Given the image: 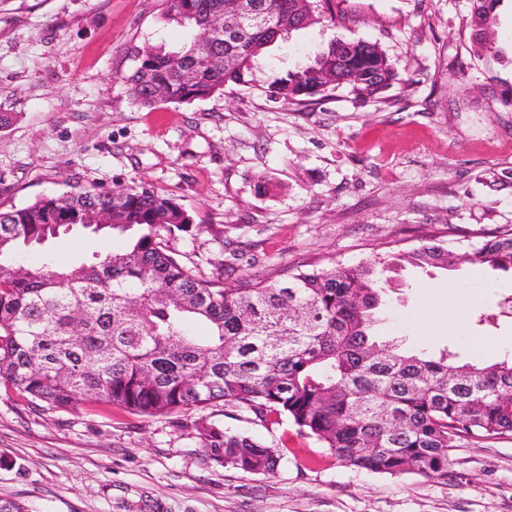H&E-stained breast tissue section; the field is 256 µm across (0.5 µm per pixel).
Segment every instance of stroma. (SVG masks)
Segmentation results:
<instances>
[{"mask_svg": "<svg viewBox=\"0 0 512 512\" xmlns=\"http://www.w3.org/2000/svg\"><path fill=\"white\" fill-rule=\"evenodd\" d=\"M470 0H332L333 20L293 32L223 96L148 110L121 75L131 48L179 47L166 0H0V209L69 184L146 182L204 225L174 246L235 285L310 262L358 263L427 239L470 252L512 229V0L497 55H477ZM376 44L397 79L382 99L349 88L307 106L269 85L332 40ZM277 184L258 191V177ZM76 229L43 249L58 262L102 251ZM476 288L449 335L448 288ZM378 335L471 359L472 336L512 356V275L482 265L392 273ZM198 412L34 409L0 388V500L34 512H512V439L454 449L444 479L389 476L339 462L291 422L224 416L225 427L284 449L276 473L208 463Z\"/></svg>", "mask_w": 512, "mask_h": 512, "instance_id": "1", "label": "stroma"}]
</instances>
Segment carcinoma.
Listing matches in <instances>:
<instances>
[{
    "mask_svg": "<svg viewBox=\"0 0 512 512\" xmlns=\"http://www.w3.org/2000/svg\"><path fill=\"white\" fill-rule=\"evenodd\" d=\"M501 0H473L469 27L479 52L494 50ZM264 12L226 28L207 54L196 31L234 0H168L164 20L191 36L175 50L134 51L122 77L134 103L152 109L224 95L253 63L292 32L321 20L318 0H262ZM396 80L375 44L334 40L310 63L269 87L302 105L346 85L362 99ZM111 190L75 184L56 195L0 209V386L27 404L69 412L108 404L169 417L224 411L265 424L286 418L341 462L373 473L448 476L451 451L469 441L512 437V357L491 364L436 357L377 337L383 275L405 265L451 270L479 263L512 272V229L461 253L440 242L358 264H304L280 279L224 286L188 264L171 241L203 227L177 199L147 184ZM112 206L115 223L94 234L126 245L65 266L22 249L78 224L89 206ZM193 428L208 462L246 475L272 474L279 448L202 416Z\"/></svg>",
    "mask_w": 512,
    "mask_h": 512,
    "instance_id": "obj_1",
    "label": "carcinoma"
}]
</instances>
